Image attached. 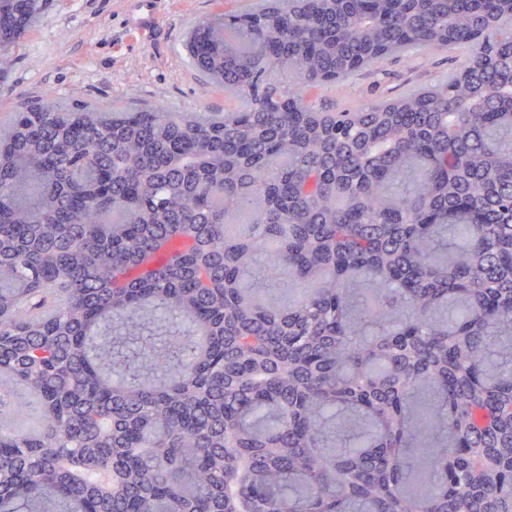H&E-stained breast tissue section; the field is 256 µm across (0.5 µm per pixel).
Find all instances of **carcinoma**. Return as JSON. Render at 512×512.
Wrapping results in <instances>:
<instances>
[{
	"label": "carcinoma",
	"instance_id": "obj_1",
	"mask_svg": "<svg viewBox=\"0 0 512 512\" xmlns=\"http://www.w3.org/2000/svg\"><path fill=\"white\" fill-rule=\"evenodd\" d=\"M185 48L237 109L0 124V374L44 416L0 512H512V0H259ZM410 52H414L418 56L411 65L406 62V59L393 61L384 67V71L375 75V82L373 84L379 83V91H385V93L391 95L408 91L404 87L407 79L412 84L434 82L443 76H448V71L453 72L462 61L460 58L456 60L455 58H448V56L446 57L442 53L425 55L417 51ZM410 66H413L414 69L410 70ZM412 71L414 72L413 74H411ZM363 79L359 83H351L350 78L342 83H336V87L322 89L318 93V99H322L329 106L341 107L345 102H360L370 94V88L361 90L369 79L362 75Z\"/></svg>",
	"mask_w": 512,
	"mask_h": 512
}]
</instances>
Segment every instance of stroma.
<instances>
[{
    "mask_svg": "<svg viewBox=\"0 0 512 512\" xmlns=\"http://www.w3.org/2000/svg\"><path fill=\"white\" fill-rule=\"evenodd\" d=\"M130 0H48L16 46L0 78V121L31 101L107 105L122 110L221 112L233 97L209 85L189 61L184 43L211 13L242 10L250 0H162L156 28L140 41L127 37ZM440 53L400 60L376 75L382 91L435 81L458 68Z\"/></svg>",
    "mask_w": 512,
    "mask_h": 512,
    "instance_id": "1",
    "label": "stroma"
}]
</instances>
